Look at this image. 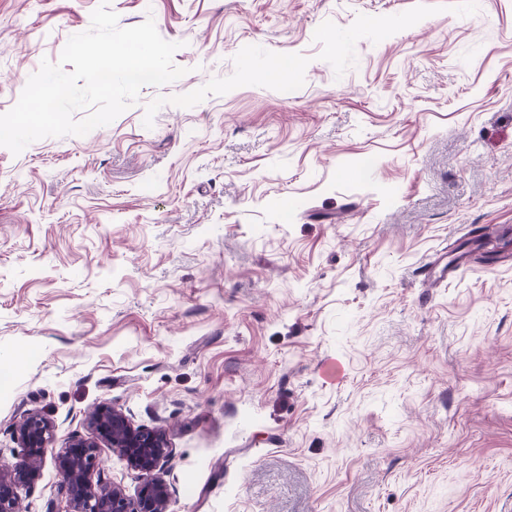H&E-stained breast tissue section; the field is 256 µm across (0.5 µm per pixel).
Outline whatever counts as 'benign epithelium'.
Returning <instances> with one entry per match:
<instances>
[{
  "mask_svg": "<svg viewBox=\"0 0 512 512\" xmlns=\"http://www.w3.org/2000/svg\"><path fill=\"white\" fill-rule=\"evenodd\" d=\"M87 427L88 434L74 436L55 451L52 422L38 412L28 414L19 426L24 453L14 463L0 462V512H17L19 490L35 487L48 458L60 477L57 498L66 503L63 512H169L172 490L166 474L172 449L165 433L134 425L109 403L89 416ZM103 445L136 473L135 495L101 476Z\"/></svg>",
  "mask_w": 512,
  "mask_h": 512,
  "instance_id": "1",
  "label": "benign epithelium"
}]
</instances>
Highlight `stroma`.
I'll return each mask as SVG.
<instances>
[{"instance_id": "35a3bbf8", "label": "stroma", "mask_w": 512, "mask_h": 512, "mask_svg": "<svg viewBox=\"0 0 512 512\" xmlns=\"http://www.w3.org/2000/svg\"><path fill=\"white\" fill-rule=\"evenodd\" d=\"M99 3L0 0V114ZM110 7L186 73L0 147V459L108 402L170 512H512V0Z\"/></svg>"}]
</instances>
